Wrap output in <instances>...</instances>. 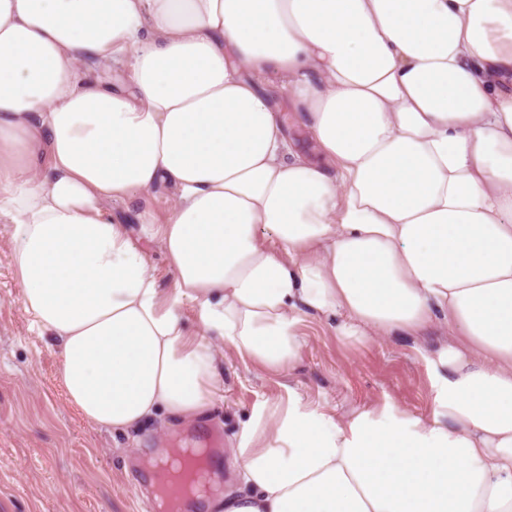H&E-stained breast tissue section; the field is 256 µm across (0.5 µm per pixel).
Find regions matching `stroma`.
<instances>
[{
	"label": "stroma",
	"mask_w": 512,
	"mask_h": 512,
	"mask_svg": "<svg viewBox=\"0 0 512 512\" xmlns=\"http://www.w3.org/2000/svg\"><path fill=\"white\" fill-rule=\"evenodd\" d=\"M7 232L0 224V512H141L129 484L133 453L170 447L172 433L154 424L130 433L98 431L82 422L61 386L57 350L29 328ZM303 332L302 361L291 378L226 360L224 398L196 431L226 447L257 401L285 396L290 385L338 412L386 400L431 412L430 381L411 340L348 346L325 319L308 321Z\"/></svg>",
	"instance_id": "1"
}]
</instances>
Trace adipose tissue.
I'll use <instances>...</instances> for the list:
<instances>
[{"instance_id": "1", "label": "adipose tissue", "mask_w": 512, "mask_h": 512, "mask_svg": "<svg viewBox=\"0 0 512 512\" xmlns=\"http://www.w3.org/2000/svg\"><path fill=\"white\" fill-rule=\"evenodd\" d=\"M157 194L167 288L112 213ZM0 223L93 429L197 422L311 317L419 343L429 415L256 403L224 512H512V0H0ZM284 119L288 124V134L299 152L311 158H316L315 143L310 134L297 125L293 119V112H284Z\"/></svg>"}]
</instances>
